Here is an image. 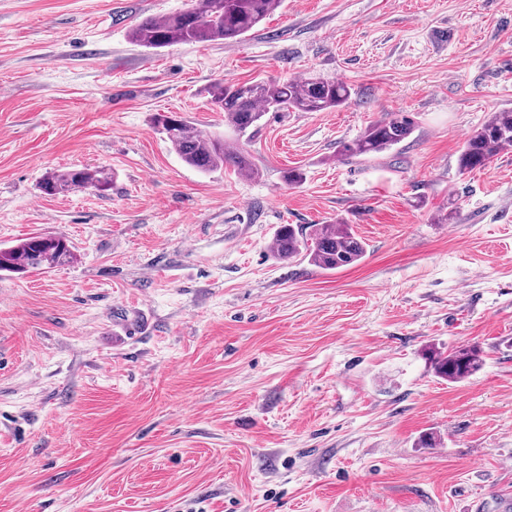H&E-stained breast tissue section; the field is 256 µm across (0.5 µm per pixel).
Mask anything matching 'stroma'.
<instances>
[{
    "instance_id": "1",
    "label": "stroma",
    "mask_w": 512,
    "mask_h": 512,
    "mask_svg": "<svg viewBox=\"0 0 512 512\" xmlns=\"http://www.w3.org/2000/svg\"><path fill=\"white\" fill-rule=\"evenodd\" d=\"M190 5L0 0V248L41 233L73 254L0 274V512H498L512 150L469 173L457 157L512 109V0H282L237 42L131 40ZM311 76L349 105L270 111L240 138L211 103L219 80ZM163 112L257 175L185 164ZM394 112L411 136L341 155ZM98 166L108 194L39 188ZM336 222L359 264L275 258L277 225ZM473 345L477 373L435 376L432 351Z\"/></svg>"
}]
</instances>
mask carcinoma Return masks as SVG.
<instances>
[{"mask_svg": "<svg viewBox=\"0 0 512 512\" xmlns=\"http://www.w3.org/2000/svg\"><path fill=\"white\" fill-rule=\"evenodd\" d=\"M281 0H193L192 7L162 18L147 17L131 30L139 46L160 49L179 43L238 40L257 28ZM211 103L224 112V124L238 134L257 125L267 111L324 112L349 103L351 88L344 82L320 77L301 80L219 81L210 92ZM155 123L179 157L190 167L209 172L226 164L238 174L254 176L257 169L242 149H232L219 135L201 136L190 123L173 113L159 114ZM415 122L407 112L371 124L342 146L344 156L382 153L408 138ZM512 148V109L492 112L465 138L458 155L462 173L487 165L500 152ZM46 195L94 189L103 195L112 188L104 169L72 168L50 173L40 184ZM367 245L347 224H281L274 234V254L281 260L303 255L324 270H339L359 263ZM71 258L68 241L57 235L35 234L10 247L0 248V272L26 273L61 266ZM434 373L450 383L469 379L482 366L475 346L431 357Z\"/></svg>", "mask_w": 512, "mask_h": 512, "instance_id": "1", "label": "carcinoma"}]
</instances>
